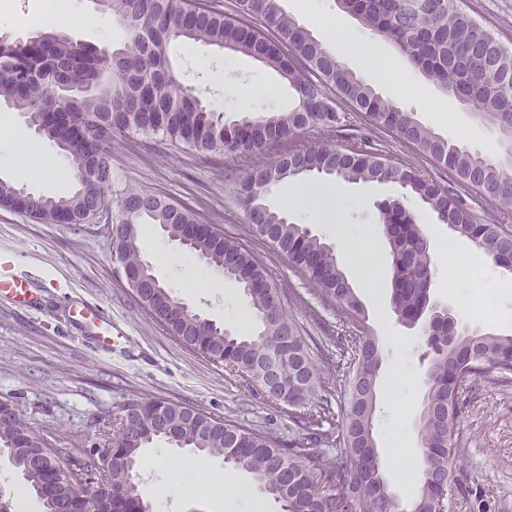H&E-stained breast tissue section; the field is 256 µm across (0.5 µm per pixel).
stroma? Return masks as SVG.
I'll use <instances>...</instances> for the list:
<instances>
[{
    "instance_id": "1",
    "label": "stroma",
    "mask_w": 512,
    "mask_h": 512,
    "mask_svg": "<svg viewBox=\"0 0 512 512\" xmlns=\"http://www.w3.org/2000/svg\"><path fill=\"white\" fill-rule=\"evenodd\" d=\"M67 5L71 22L66 32L71 38L121 46L122 27L98 12L91 0H67ZM462 6L512 47V0H462ZM41 26L48 30L55 26L47 17L45 0H0V36L24 39ZM168 56L178 79L221 106L225 119H234L239 96L259 85L274 86L276 92L254 100L256 114L284 112L291 105L288 87L279 75L246 56L180 42L170 45ZM395 60L400 81L425 87L435 105L427 107L416 96L399 93L392 86H379L380 94L458 145L491 157L500 155L503 145L495 130L412 68L403 55L396 54ZM343 126L335 145L346 144L351 136L370 139L390 159L427 169L443 186H453L447 170L431 165L399 138L375 130L364 113L346 111ZM248 170V164L235 157H225L217 165L189 148L158 144L152 136H117L112 141L116 188L132 186L186 205L199 222L236 237L271 270L289 319L301 336L319 339L311 356L331 395L333 414L341 416L347 402L342 377L350 360L337 351L333 337L348 331L350 323L333 307L312 317L311 309L317 304L314 285L300 279L277 250L251 231L235 193L236 180ZM345 188L363 200L353 209L352 226L374 232L379 229L378 205L401 196L393 184L349 182ZM155 237L166 250V265H159L150 246H142L141 253L158 278L189 308L236 329L235 315L220 297L202 286L185 288L172 273L170 265L183 254V247L163 232ZM1 250L15 252L32 274L34 301L23 305L0 295V401L16 405L27 427L42 434L56 450L61 468L70 469L81 455L107 444L125 407L144 399L186 403L215 418L271 433L285 444L294 439L286 407L259 387L247 385L224 364L182 345L140 305L117 270L105 225L54 224L0 207ZM469 270L470 287L463 293L449 288L441 274H433V300L471 330L512 336V273L500 272L501 282L495 285L480 275L477 264H470ZM391 278V258L384 249L374 287L354 286L366 325L382 350L381 376L398 369L411 378L406 391L410 405L396 433H389L383 420L384 402L376 404L375 439L380 462L388 472L390 449L416 460L421 457L417 420L429 364L420 328L402 324L392 311ZM80 303L104 312L127 333V341L111 349L100 347L93 323L73 316V306ZM466 398L455 429L460 481L448 491L446 512H473L468 497L472 486L484 489L492 512H512V385L478 379L468 385Z\"/></svg>"
}]
</instances>
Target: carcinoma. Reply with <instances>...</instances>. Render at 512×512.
I'll list each match as a JSON object with an SVG mask.
<instances>
[{
  "label": "carcinoma",
  "mask_w": 512,
  "mask_h": 512,
  "mask_svg": "<svg viewBox=\"0 0 512 512\" xmlns=\"http://www.w3.org/2000/svg\"><path fill=\"white\" fill-rule=\"evenodd\" d=\"M126 33L121 49L93 46L51 31L26 40L0 37V102L28 119L70 162L74 192L53 198L28 194L0 181V207L35 219L85 224L101 202L115 197L112 223L115 253L137 281L141 305L184 346L227 363L247 382L276 401L288 400L289 422L299 439L283 446L268 432L246 429L188 405L147 399L130 403L117 423L109 454V480L84 483L55 460L49 443L27 428L18 409L0 401V449L35 494L51 487L44 512L62 505L83 512L85 499L99 512H141L142 497L132 480L141 450L166 438V426L182 448L220 458L250 474L259 489L280 503L281 512H436L448 473L455 470L454 431L466 405L465 386L480 378L512 383V336L470 332L448 322V311L431 297L430 245L418 216L402 202L379 208L378 224L390 247L391 304L405 323L426 318L422 327L433 356L418 423L422 451L419 492L404 505L390 492L377 462L374 421L381 366L378 342L366 329L363 307L333 249L306 225L265 203L268 188L298 175H324L346 182L397 185L402 194L469 239L497 266L512 271V230L483 224L457 194L413 165L350 144L297 148L291 141L318 127L334 133L341 117L328 92L364 113L371 125L394 133L434 165L448 170L499 211L512 214V151L490 158L456 145L379 95L365 77L345 68L322 42L288 17L280 0H236L237 18L208 7L183 9L178 0H91ZM337 7L365 28L390 40L407 61L445 91L467 98L479 121L495 128L512 147V49L503 46L458 4V0H336ZM203 43L243 54L276 71L288 83L293 106L268 116L224 122V112L183 85L171 66V42ZM159 136L183 145L207 161L235 155L251 160L273 153L239 179L237 202L249 226L288 259L292 270L317 286L320 305L336 307L356 329L336 337L351 353L345 379L347 407L336 428L324 397L309 344L281 305L272 273L236 238L198 224L184 205L134 187L113 189L112 137ZM141 224H156L209 268L239 283L250 299L260 330L240 336L187 308L154 279L138 243ZM336 441L331 461L317 446Z\"/></svg>",
  "instance_id": "carcinoma-1"
}]
</instances>
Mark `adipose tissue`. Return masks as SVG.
I'll return each instance as SVG.
<instances>
[{"label":"adipose tissue","mask_w":512,"mask_h":512,"mask_svg":"<svg viewBox=\"0 0 512 512\" xmlns=\"http://www.w3.org/2000/svg\"><path fill=\"white\" fill-rule=\"evenodd\" d=\"M323 43L336 56L358 61L368 78L382 82L394 80L392 64L382 53L377 40L352 35L343 23L338 22L324 30ZM0 145L7 148L5 164L18 179L31 182L51 179L62 186L72 179L71 174L50 167L40 143L28 137L6 115H0ZM281 203L285 209L302 211L313 220L325 221L326 233L342 243L360 278L371 281L378 266V249L365 237L351 234L347 215L352 204L338 183H305L290 179ZM156 467L162 476L160 487L170 497L221 502L228 507L239 502H253L255 497L252 487L234 475L227 474L221 480H214L208 463L201 458L162 456L157 458Z\"/></svg>","instance_id":"1"}]
</instances>
